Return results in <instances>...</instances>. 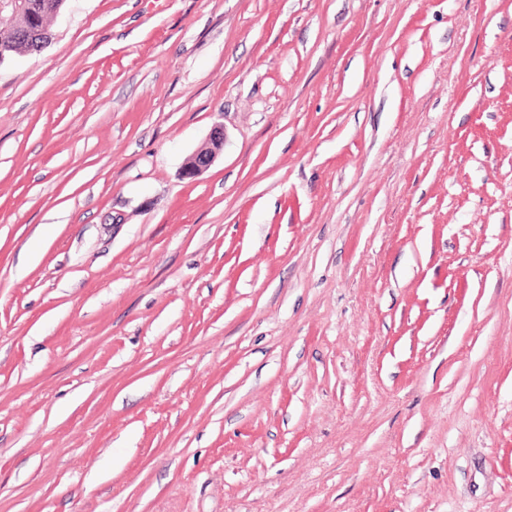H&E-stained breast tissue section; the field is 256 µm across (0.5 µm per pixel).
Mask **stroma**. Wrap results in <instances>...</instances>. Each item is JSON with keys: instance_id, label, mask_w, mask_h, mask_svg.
I'll return each mask as SVG.
<instances>
[{"instance_id": "stroma-1", "label": "stroma", "mask_w": 512, "mask_h": 512, "mask_svg": "<svg viewBox=\"0 0 512 512\" xmlns=\"http://www.w3.org/2000/svg\"><path fill=\"white\" fill-rule=\"evenodd\" d=\"M49 34L0 63V512H512V0ZM210 141V147L200 150L190 158L185 168L187 177H196L211 166L224 142V128L222 125H216L213 128Z\"/></svg>"}]
</instances>
